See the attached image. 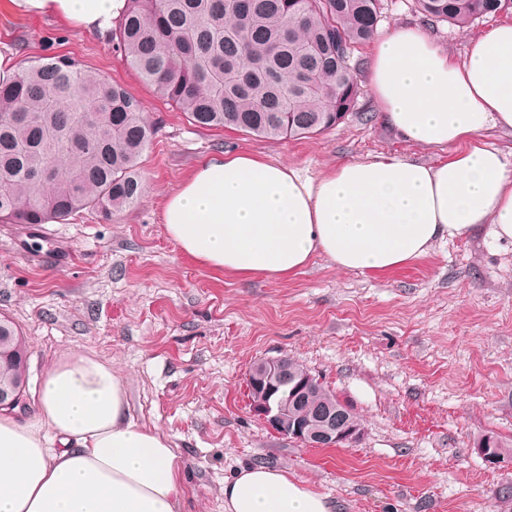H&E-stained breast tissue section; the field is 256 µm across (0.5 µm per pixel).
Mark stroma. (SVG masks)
I'll use <instances>...</instances> for the list:
<instances>
[{
	"label": "stroma",
	"instance_id": "stroma-1",
	"mask_svg": "<svg viewBox=\"0 0 512 512\" xmlns=\"http://www.w3.org/2000/svg\"><path fill=\"white\" fill-rule=\"evenodd\" d=\"M378 30L426 28L456 57L496 26L429 25L415 0H381ZM355 50L361 95L336 127L269 140L203 129L128 67L111 35L15 12L0 0V65L68 55L141 101L159 132L143 157L145 191L112 221L83 212L50 224L0 223V315L27 338L28 386L86 355L111 366L130 414L168 436L182 463V512H224V482L267 464L329 498L334 512H512V465L478 454L484 435L512 440V243L484 231L437 242L387 271H341L322 256L288 280L214 272L161 224L166 195L205 158L250 153L317 178L376 155L447 160L395 133ZM58 237L71 261L47 249ZM319 377L358 417L359 442L304 448L250 410L246 377L265 357Z\"/></svg>",
	"mask_w": 512,
	"mask_h": 512
}]
</instances>
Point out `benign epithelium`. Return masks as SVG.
<instances>
[{
    "mask_svg": "<svg viewBox=\"0 0 512 512\" xmlns=\"http://www.w3.org/2000/svg\"><path fill=\"white\" fill-rule=\"evenodd\" d=\"M252 393L250 407L255 416L276 434L310 448H331L340 443L353 444L363 435L361 424L344 418L343 411L325 405L317 416L300 408L301 402L319 392L320 380L305 370L299 374L288 371L283 357L259 359L247 374ZM288 388V397L281 388ZM26 384L0 388V411L23 410L26 406Z\"/></svg>",
    "mask_w": 512,
    "mask_h": 512,
    "instance_id": "7a95c632",
    "label": "benign epithelium"
}]
</instances>
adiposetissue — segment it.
<instances>
[{
  "instance_id": "1",
  "label": "adipose tissue",
  "mask_w": 512,
  "mask_h": 512,
  "mask_svg": "<svg viewBox=\"0 0 512 512\" xmlns=\"http://www.w3.org/2000/svg\"><path fill=\"white\" fill-rule=\"evenodd\" d=\"M13 10L111 30L127 0H10ZM369 82L389 126L427 148L430 165L377 156L320 179L253 154L216 155L170 193L167 237L208 269L287 280L316 255L343 270L385 271L427 256L437 241L486 229L512 242V160L483 132L512 129V22L471 40L464 58L424 31L378 35ZM181 461L162 433L127 415L121 380L89 356L45 374L36 416L0 413V512H180ZM225 512H331L325 495L282 470L240 468Z\"/></svg>"
}]
</instances>
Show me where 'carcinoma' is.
<instances>
[{
	"label": "carcinoma",
	"mask_w": 512,
	"mask_h": 512,
	"mask_svg": "<svg viewBox=\"0 0 512 512\" xmlns=\"http://www.w3.org/2000/svg\"><path fill=\"white\" fill-rule=\"evenodd\" d=\"M434 23L465 28L512 13V0H416ZM379 0H127L114 31L126 63L193 124L267 139L307 137L352 112L351 66L369 42ZM156 127L124 87L67 55H48L0 79V219H103L143 194L142 157ZM0 357V387L25 375V341Z\"/></svg>",
	"instance_id": "obj_1"
}]
</instances>
